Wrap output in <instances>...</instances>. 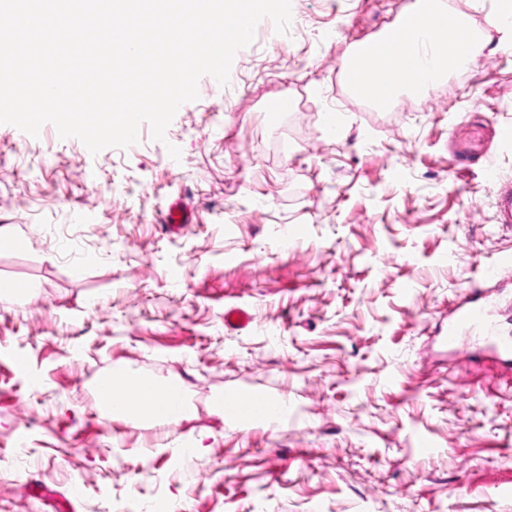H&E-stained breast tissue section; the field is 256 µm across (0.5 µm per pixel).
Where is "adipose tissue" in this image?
Wrapping results in <instances>:
<instances>
[{
  "label": "adipose tissue",
  "mask_w": 512,
  "mask_h": 512,
  "mask_svg": "<svg viewBox=\"0 0 512 512\" xmlns=\"http://www.w3.org/2000/svg\"><path fill=\"white\" fill-rule=\"evenodd\" d=\"M418 28L396 26L382 38V50L397 70L399 83L411 91L432 88L447 74L475 66L481 46L463 14L442 11L436 0H419ZM437 39L455 35L456 46L447 56L427 59L419 56L421 35ZM102 400L112 410L139 420L176 421L188 411L185 392L177 386H164L135 371L116 368L102 383Z\"/></svg>",
  "instance_id": "adipose-tissue-1"
}]
</instances>
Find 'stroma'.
<instances>
[{"label": "stroma", "instance_id": "obj_1", "mask_svg": "<svg viewBox=\"0 0 512 512\" xmlns=\"http://www.w3.org/2000/svg\"><path fill=\"white\" fill-rule=\"evenodd\" d=\"M414 3L261 21L162 142L94 155L0 125V280L23 286L0 301V512H512V370L474 338L461 372L440 342L476 288L512 336V280L481 278L512 251L484 174L512 177V28L499 0H440L480 35L475 66L369 109L339 65ZM176 200L193 222L173 233ZM232 304L249 328H225ZM121 365L181 385L188 416L104 415ZM244 391L287 419H222L215 397Z\"/></svg>", "mask_w": 512, "mask_h": 512}]
</instances>
